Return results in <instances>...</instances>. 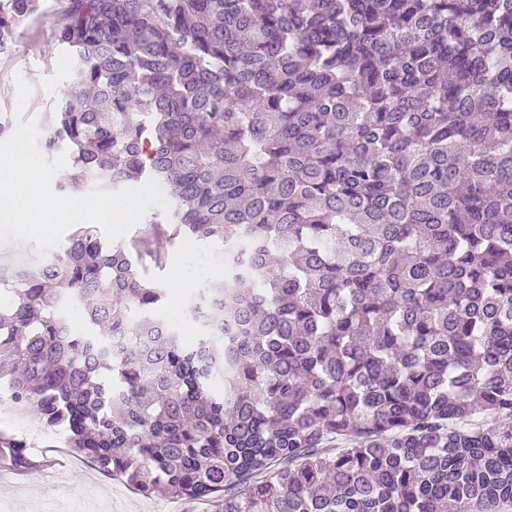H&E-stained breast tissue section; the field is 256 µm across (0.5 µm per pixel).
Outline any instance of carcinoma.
I'll list each match as a JSON object with an SVG mask.
<instances>
[{"instance_id": "obj_1", "label": "carcinoma", "mask_w": 512, "mask_h": 512, "mask_svg": "<svg viewBox=\"0 0 512 512\" xmlns=\"http://www.w3.org/2000/svg\"><path fill=\"white\" fill-rule=\"evenodd\" d=\"M64 3L59 190L157 179L224 279L187 342L140 268L154 234L80 227L0 288V391L214 512L512 503V0ZM45 11L0 0V52Z\"/></svg>"}]
</instances>
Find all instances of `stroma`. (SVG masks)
Masks as SVG:
<instances>
[{"instance_id":"obj_1","label":"stroma","mask_w":512,"mask_h":512,"mask_svg":"<svg viewBox=\"0 0 512 512\" xmlns=\"http://www.w3.org/2000/svg\"><path fill=\"white\" fill-rule=\"evenodd\" d=\"M66 53L56 43L51 19L21 25L12 49L0 53V119H12L17 102V79L31 88L27 116L45 124L46 114L65 85ZM220 245L183 240L170 244L164 257L146 255L143 269L149 279L166 288L162 311L186 325L190 295H178L179 277L198 270L220 268ZM41 421L32 413L15 415L8 397L0 398V430L23 438L40 462L38 471L21 473L0 458V512H83L86 505L102 512H212L209 502L176 496H146L121 478L101 473L94 465L66 448L64 442L46 443L37 435Z\"/></svg>"}]
</instances>
